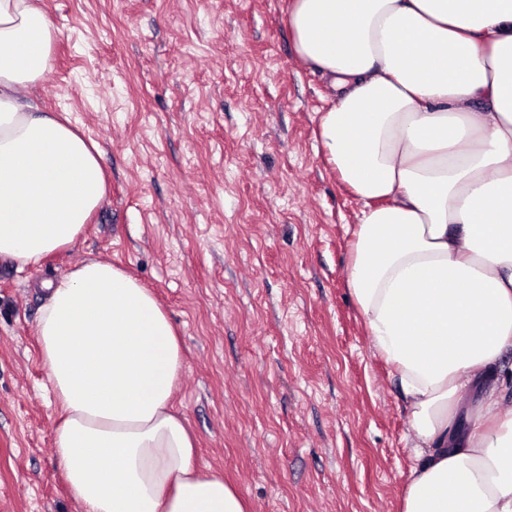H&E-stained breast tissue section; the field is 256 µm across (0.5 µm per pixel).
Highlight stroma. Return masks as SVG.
Returning a JSON list of instances; mask_svg holds the SVG:
<instances>
[{"mask_svg": "<svg viewBox=\"0 0 512 512\" xmlns=\"http://www.w3.org/2000/svg\"><path fill=\"white\" fill-rule=\"evenodd\" d=\"M39 3L58 39L34 100L98 143L108 191L71 247L0 259V512H82L37 323L43 282L90 259L168 314L195 461L249 512H401L408 412L347 283L359 204L287 0Z\"/></svg>", "mask_w": 512, "mask_h": 512, "instance_id": "obj_1", "label": "stroma"}]
</instances>
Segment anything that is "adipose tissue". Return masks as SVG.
Segmentation results:
<instances>
[{
    "mask_svg": "<svg viewBox=\"0 0 512 512\" xmlns=\"http://www.w3.org/2000/svg\"><path fill=\"white\" fill-rule=\"evenodd\" d=\"M288 26L334 95L317 127L360 205L348 284L409 412L402 512H512V403L485 383L512 349V0H290ZM57 36L37 0H0V257L22 267L106 194L98 146L26 94ZM44 289L53 443L84 512H247L195 465L153 293L106 260Z\"/></svg>",
    "mask_w": 512,
    "mask_h": 512,
    "instance_id": "obj_1",
    "label": "adipose tissue"
}]
</instances>
